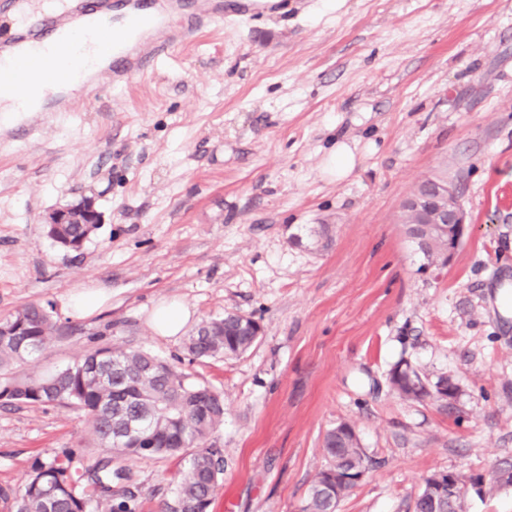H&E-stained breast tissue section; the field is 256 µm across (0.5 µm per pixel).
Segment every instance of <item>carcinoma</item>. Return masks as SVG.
Masks as SVG:
<instances>
[{"instance_id":"obj_1","label":"carcinoma","mask_w":512,"mask_h":512,"mask_svg":"<svg viewBox=\"0 0 512 512\" xmlns=\"http://www.w3.org/2000/svg\"><path fill=\"white\" fill-rule=\"evenodd\" d=\"M95 229L86 224H61L48 229L49 236L69 250L82 247L81 239ZM443 239L431 238L430 249L421 251L428 265H446ZM57 325L36 305L0 319V397L13 403H55L72 408L86 419L92 443L117 458H179L184 467L175 486L173 512H208L211 494L223 469L220 449L205 442L224 423V396L212 387L190 380L174 364L147 351L110 346L92 350L64 369L49 375L17 378L12 367L33 361L44 352ZM258 340L238 327L236 315L226 314L202 322L187 336L184 348L194 359L233 357L244 354ZM398 394L415 400L431 397L424 385H411L404 375L389 377ZM140 419L148 426L143 439L119 440L125 422ZM341 423L324 434L322 447L330 459L329 471L366 469L358 440ZM193 452H188V449ZM123 476L108 465L91 474L107 512H131L126 501L112 499V476ZM336 498L312 486L303 512H335ZM17 512H87L86 500L77 492L66 451L37 459L27 473Z\"/></svg>"}]
</instances>
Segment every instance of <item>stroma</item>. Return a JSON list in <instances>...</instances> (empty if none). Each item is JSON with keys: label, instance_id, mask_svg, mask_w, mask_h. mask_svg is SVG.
<instances>
[{"label": "stroma", "instance_id": "obj_1", "mask_svg": "<svg viewBox=\"0 0 512 512\" xmlns=\"http://www.w3.org/2000/svg\"><path fill=\"white\" fill-rule=\"evenodd\" d=\"M74 96L80 111L0 122V318L40 305L60 329L17 375L126 346L222 392L209 512H302L342 422L369 464L336 512H414L428 477L512 463V0H288L203 27L117 93ZM339 144L355 164L332 177ZM434 175L468 226L424 273L399 216ZM84 197L102 222L64 249L44 216ZM85 291L107 298L89 317L68 305ZM173 301L192 317L157 335ZM227 312L259 322L254 346L186 360L185 335ZM403 358L455 399L400 397ZM64 451L83 474L104 456L76 412L0 403V512ZM118 466L133 512L173 502L177 461ZM192 316L183 303H164L158 306L152 318V327L160 336H176Z\"/></svg>", "mask_w": 512, "mask_h": 512}]
</instances>
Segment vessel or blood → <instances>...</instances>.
<instances>
[{
  "label": "vessel or blood",
  "instance_id": "1",
  "mask_svg": "<svg viewBox=\"0 0 512 512\" xmlns=\"http://www.w3.org/2000/svg\"><path fill=\"white\" fill-rule=\"evenodd\" d=\"M224 15V0H62L34 16L16 12L0 34V92L26 104L35 75L57 92L50 111H75V85L93 76L120 89L181 46L193 25Z\"/></svg>",
  "mask_w": 512,
  "mask_h": 512
}]
</instances>
